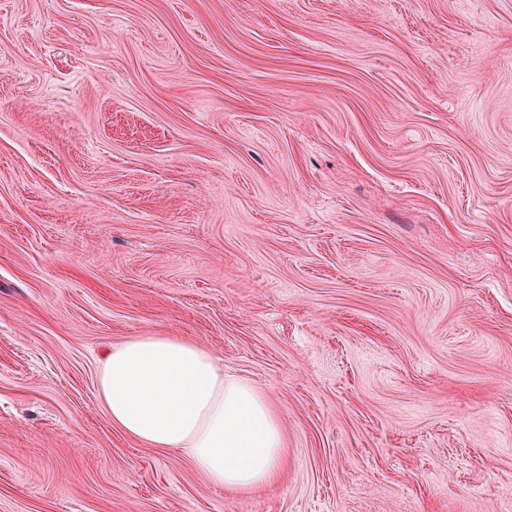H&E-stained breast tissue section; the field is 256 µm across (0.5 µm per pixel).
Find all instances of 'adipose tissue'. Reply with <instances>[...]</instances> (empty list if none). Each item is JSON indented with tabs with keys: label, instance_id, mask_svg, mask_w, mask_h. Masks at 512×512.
<instances>
[{
	"label": "adipose tissue",
	"instance_id": "adipose-tissue-1",
	"mask_svg": "<svg viewBox=\"0 0 512 512\" xmlns=\"http://www.w3.org/2000/svg\"><path fill=\"white\" fill-rule=\"evenodd\" d=\"M98 402L128 439L181 450L210 484L248 491L276 482L285 458L278 414L252 384L225 375L187 336L129 337L100 357Z\"/></svg>",
	"mask_w": 512,
	"mask_h": 512
}]
</instances>
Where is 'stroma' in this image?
Masks as SVG:
<instances>
[{
  "label": "stroma",
  "mask_w": 512,
  "mask_h": 512,
  "mask_svg": "<svg viewBox=\"0 0 512 512\" xmlns=\"http://www.w3.org/2000/svg\"><path fill=\"white\" fill-rule=\"evenodd\" d=\"M189 336L287 465L98 404ZM512 0H0V512H505ZM97 396L125 437L181 450L210 484L248 491L277 481L286 450L278 414L195 339L144 334L112 346L100 357Z\"/></svg>",
  "instance_id": "obj_1"
}]
</instances>
